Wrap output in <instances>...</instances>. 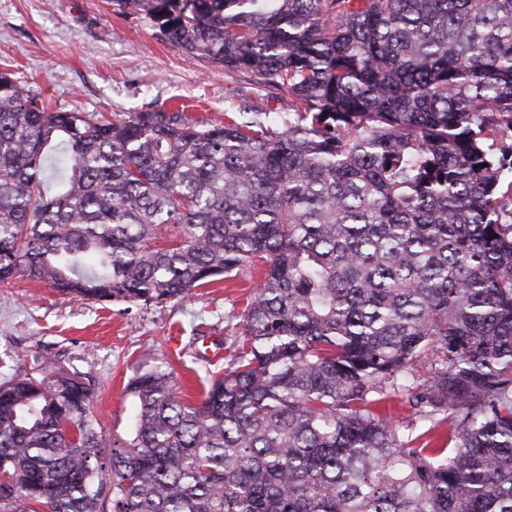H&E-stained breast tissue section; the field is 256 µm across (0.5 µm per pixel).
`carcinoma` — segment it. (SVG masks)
Returning a JSON list of instances; mask_svg holds the SVG:
<instances>
[{
    "instance_id": "1",
    "label": "carcinoma",
    "mask_w": 512,
    "mask_h": 512,
    "mask_svg": "<svg viewBox=\"0 0 512 512\" xmlns=\"http://www.w3.org/2000/svg\"><path fill=\"white\" fill-rule=\"evenodd\" d=\"M112 5L250 90L220 123L109 118L0 71V285L261 280L224 377L196 403L136 373L108 445L85 375L1 382L0 512H512V0Z\"/></svg>"
}]
</instances>
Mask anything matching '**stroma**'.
Instances as JSON below:
<instances>
[{"label": "stroma", "instance_id": "35a3bbf8", "mask_svg": "<svg viewBox=\"0 0 512 512\" xmlns=\"http://www.w3.org/2000/svg\"><path fill=\"white\" fill-rule=\"evenodd\" d=\"M0 70L56 110L122 114L184 103L214 123L248 82L188 60L149 19L116 13L111 0H0ZM254 284L227 277L184 301L102 305L15 278L0 286V382L53 359L94 380L104 438L124 435L132 407L126 385L136 371L169 362L177 391L193 402L207 377L223 375V356L205 363L194 354L233 334Z\"/></svg>", "mask_w": 512, "mask_h": 512}]
</instances>
